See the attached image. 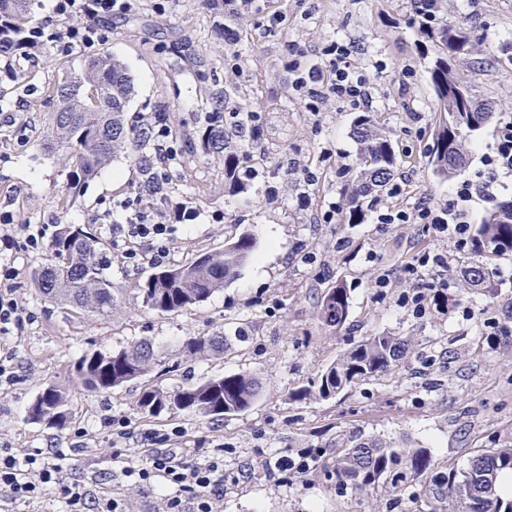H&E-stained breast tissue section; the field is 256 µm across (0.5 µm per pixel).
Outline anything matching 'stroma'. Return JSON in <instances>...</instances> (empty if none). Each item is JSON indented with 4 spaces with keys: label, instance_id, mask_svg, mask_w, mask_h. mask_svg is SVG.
<instances>
[{
    "label": "stroma",
    "instance_id": "35a3bbf8",
    "mask_svg": "<svg viewBox=\"0 0 512 512\" xmlns=\"http://www.w3.org/2000/svg\"><path fill=\"white\" fill-rule=\"evenodd\" d=\"M285 16L268 27L256 10L228 14L222 0H141L135 14L112 21L103 45L64 53L43 47L34 56L0 59V213L18 224H76L107 247L108 270L123 290L111 316L92 318L45 301L32 283L43 253L20 248L0 255V278H11L25 312L22 332L5 341L16 368L13 382L0 387V443L23 453L69 449L72 478L91 491L110 486L125 512H163L158 486L125 477L127 460L145 449L168 448L205 463L224 453V495L213 512H430L436 505L429 478L415 476L392 490L386 484L360 491L337 484L331 474L336 454L367 438L420 448L435 466L464 472L477 454L512 445V332L490 338L485 322L512 314V257H492L495 286L485 291L463 279L470 255L419 224H379L376 209L414 208L421 199L468 209L479 224L488 202L462 204L463 181H493L497 200H512V175L485 164L505 124L512 123V62L500 54L512 43V0H444L449 28H467L474 51L452 60L454 74L495 114L466 143L468 164L461 175L443 179L431 164L435 127L429 70L431 41L413 21L411 0H274ZM353 41L356 62L371 81V118L387 128L398 153L397 172L408 177L402 196L380 194L365 208L361 223L345 219L344 165L353 164L352 136L358 116L342 103L309 111L289 84L284 64L298 55L302 64L321 60L329 41ZM109 54L133 79L128 120L172 112L182 150L180 166L165 187L168 204L194 208V220L176 228L168 264L223 249L248 231L257 244L240 276L206 302L173 315L145 308L135 290L154 267L130 263L112 250L106 212L133 200L143 181L127 152H118L93 179L80 180L73 167L40 147L45 122L60 103L52 89L82 69L89 58ZM226 93L228 110L258 111L263 136L235 142L258 171L235 194L224 190V163L205 153L207 102ZM310 168L313 184L300 180ZM279 189L269 199L267 186ZM331 222H321L326 210ZM448 258V308L416 317L398 303L412 285L405 267L416 256ZM389 274L378 294L374 282ZM346 288L348 316L340 328L319 318L322 295ZM223 332V358L185 355L193 336ZM402 337L408 353L399 369L344 389L335 398L293 399L340 355L379 335ZM147 340L161 365L143 379L105 392H90L78 379L81 358L93 350H117ZM248 371L262 384L253 407L228 417L164 415L149 418L135 406L143 386L173 389L186 381ZM66 386L73 416L66 426L32 422L28 407L44 388ZM123 416L131 428L106 427L108 416ZM87 440L76 445L75 431ZM303 448L322 455L307 474H282L277 461Z\"/></svg>",
    "mask_w": 512,
    "mask_h": 512
}]
</instances>
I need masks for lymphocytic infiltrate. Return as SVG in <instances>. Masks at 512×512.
I'll use <instances>...</instances> for the list:
<instances>
[{
  "label": "lymphocytic infiltrate",
  "instance_id": "1",
  "mask_svg": "<svg viewBox=\"0 0 512 512\" xmlns=\"http://www.w3.org/2000/svg\"><path fill=\"white\" fill-rule=\"evenodd\" d=\"M56 14L70 18L68 26L57 28L47 23L31 31L35 44L50 45L60 50L81 46L105 44L110 35L112 18L132 14L139 0H54ZM352 43L338 41L325 48L329 61L307 69L292 67L291 86L296 95L318 104L328 100L346 104L354 109H367L371 102L370 79L354 68L350 57ZM157 164L149 170L144 183L148 195L163 191L168 173L178 163V153L170 146L171 130L156 117H149ZM380 224H422L437 235L452 240L458 248H466L470 226L465 213L449 214L447 209L420 205L414 210L388 209L377 214ZM109 230L113 246L119 247L124 259L149 258L163 264L170 254L173 226L163 210L144 211L133 208L121 216L111 218ZM416 316H424L428 309L448 303V280L444 277L418 276L412 290L403 297ZM149 466L129 462L127 476L144 483H159L166 489L165 512H185L193 505L194 512H212L214 499L224 495V470L219 460L191 463L170 451L148 449ZM66 449H54L50 456L39 453L22 454L10 445L0 444V512H15L20 503L42 504L48 496L62 500L68 512H119V503L111 493L91 496L80 481H69L63 476Z\"/></svg>",
  "mask_w": 512,
  "mask_h": 512
}]
</instances>
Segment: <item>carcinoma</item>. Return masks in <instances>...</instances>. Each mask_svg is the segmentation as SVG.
<instances>
[{
  "label": "carcinoma",
  "mask_w": 512,
  "mask_h": 512,
  "mask_svg": "<svg viewBox=\"0 0 512 512\" xmlns=\"http://www.w3.org/2000/svg\"><path fill=\"white\" fill-rule=\"evenodd\" d=\"M442 0H432L430 14L414 12L419 29L438 48L431 70L436 111H445L448 123L438 124L431 164L437 174L452 178L463 171L467 158L464 143L471 129L459 123L461 113L453 111L448 88L464 86L448 67V55L467 56L473 50L463 30L450 29L437 20ZM28 0H0V57L24 50L27 45L26 12ZM85 89L98 93L93 106L82 97ZM133 92V82L124 64L105 54L89 59L84 68L56 85L60 101L58 111L48 118L42 149L57 154L76 166L77 175L95 177L115 153L130 142H146L145 129L125 120V108ZM358 144L355 177L346 187L349 218L358 222L363 216V199L376 187L387 186L396 166V151L388 132L370 116L361 115L354 124ZM205 151L224 158V187L234 192L239 185L235 152L228 149L224 127L208 128L201 137ZM256 240L243 232L227 241L224 249L198 254L187 264L156 269L138 285L142 303L159 314H171L207 301L217 290L234 282L250 258ZM473 255L465 277L475 288L494 287L492 273L485 262L488 256L512 254V202L489 209L475 230ZM106 255L101 242L82 227L59 224L52 236L47 262L35 273V285L44 299L75 313L108 317L118 303L122 289L105 275ZM348 296L340 285L327 290L319 304V316L328 327L338 328L346 321ZM227 337L223 333L193 337L186 352L219 358L224 355ZM404 340L393 335L373 336L343 354L316 377L311 385L291 394L295 399L316 395L324 400L336 397L359 381L386 373L402 361ZM154 346L136 341L112 352H94L85 357L79 370L84 388L103 392L140 379L156 363ZM261 384L249 372L216 375L202 382H187L173 391L148 386L136 400L139 412L156 417L163 412L192 413L204 417L226 416L249 410L260 394ZM73 408L63 386L50 385L29 407V419L35 423L64 425ZM331 470L339 485L366 490L386 481L396 487L408 478L427 474L435 483L436 501L441 512H512V496L498 487L499 475L512 470V445L492 448L476 455L461 475L437 472L430 456L422 449L400 448L392 443L366 439L336 456ZM491 477L490 494L472 496L475 476Z\"/></svg>",
  "instance_id": "1"
}]
</instances>
